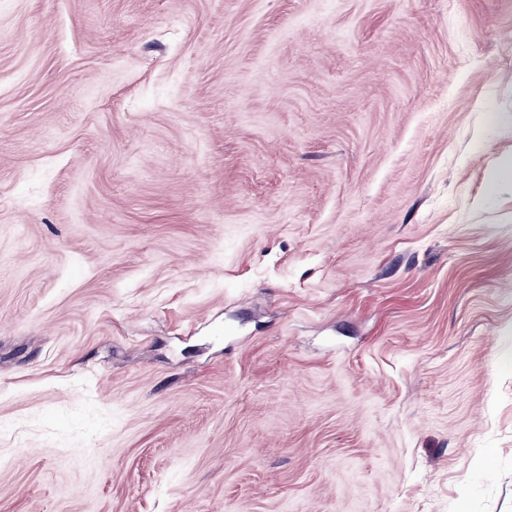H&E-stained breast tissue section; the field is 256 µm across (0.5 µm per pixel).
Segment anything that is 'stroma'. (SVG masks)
<instances>
[{
	"label": "stroma",
	"mask_w": 512,
	"mask_h": 512,
	"mask_svg": "<svg viewBox=\"0 0 512 512\" xmlns=\"http://www.w3.org/2000/svg\"><path fill=\"white\" fill-rule=\"evenodd\" d=\"M512 512V0H0V512Z\"/></svg>",
	"instance_id": "35a3bbf8"
}]
</instances>
